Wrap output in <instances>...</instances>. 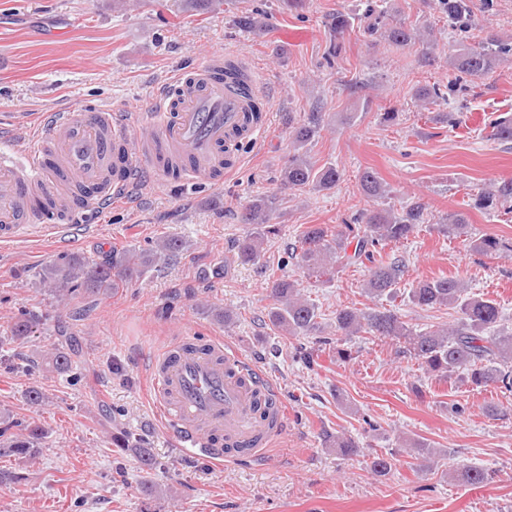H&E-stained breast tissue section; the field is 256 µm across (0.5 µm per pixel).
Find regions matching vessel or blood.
<instances>
[{
    "label": "vessel or blood",
    "instance_id": "obj_1",
    "mask_svg": "<svg viewBox=\"0 0 512 512\" xmlns=\"http://www.w3.org/2000/svg\"><path fill=\"white\" fill-rule=\"evenodd\" d=\"M268 97L258 72L217 52L178 73L147 112L83 104L44 113L20 151L0 150V243L43 237L63 244L90 232L84 214L132 192L154 172L183 184L213 182L226 161L257 143L252 112ZM152 401L179 447L221 462L265 455L275 435L254 392L276 391L246 358L215 339L154 359Z\"/></svg>",
    "mask_w": 512,
    "mask_h": 512
}]
</instances>
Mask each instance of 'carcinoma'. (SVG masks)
<instances>
[{"label":"carcinoma","instance_id":"carcinoma-1","mask_svg":"<svg viewBox=\"0 0 512 512\" xmlns=\"http://www.w3.org/2000/svg\"><path fill=\"white\" fill-rule=\"evenodd\" d=\"M433 9L459 33H468L473 27L470 0H433ZM364 30L377 34L396 47L414 43L425 45L424 61L433 57L434 43L421 37L417 26L406 22H387V10L370 7L362 15ZM239 28L260 31L266 18L260 13L244 12L235 16ZM332 40L329 55L337 56L345 35L353 27V17L332 13L325 18ZM512 56V41L497 32H486L477 48L462 46L448 60V66L457 72L455 81L467 77L480 80L492 74L501 61ZM323 113L309 112L298 123L288 122L293 151L282 171V188L293 190L307 186L329 189L342 178V171L333 164L318 166L308 156L307 146L319 134ZM361 191L368 197L380 198L386 189L378 173L371 169L359 175ZM485 202L512 200V180L481 191ZM273 197L261 196L252 201L241 215L244 224L252 225L239 244L240 258L255 262L264 255V244L276 235L277 228L270 223ZM425 207L414 203L400 212L392 209L376 210L365 215L360 225L346 224L338 230L329 224H309L299 234L300 252L295 255L298 268L307 279L320 285L334 281L337 269L350 265L366 266L368 275L365 293L373 299H392L403 275V267L396 259H386L381 254L391 243L408 238L417 226L425 223ZM473 250L482 254H496L504 249L512 252V244L504 245L495 236H485L471 241ZM183 248L176 237H162L147 250L125 249L109 262H93L79 255H72L61 262L46 265L39 282L59 301L75 298L108 296L119 288L138 280L159 260H172ZM272 306L268 311L270 322L278 329L295 337L315 336L321 332L318 306L300 293L299 280L283 275L273 280L270 288ZM408 298L420 307L457 309L459 318L448 327L416 331L404 322L393 308L343 307L336 310L335 331L338 336H357L368 333L390 339L399 344L397 352L416 361L428 374L449 376L460 370L466 372L467 381L475 387L496 384L512 390V329L502 327V311L493 300L476 296L467 291L462 279L441 277L427 279L410 289ZM36 320L22 316L12 326V337L24 339L32 334ZM46 365L54 372L66 373L72 367L70 355L55 347L43 355ZM12 425L0 427V457L33 458L47 435L46 429L35 422L12 433ZM122 443L134 448L145 470L154 467L149 448L137 446L130 439ZM463 482L476 486L489 481L484 469L470 466L456 474Z\"/></svg>","mask_w":512,"mask_h":512}]
</instances>
